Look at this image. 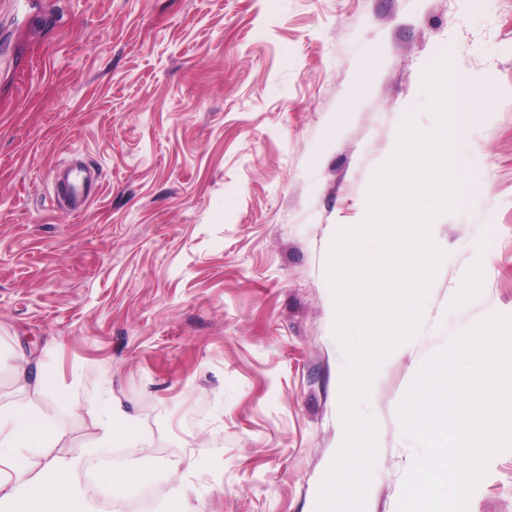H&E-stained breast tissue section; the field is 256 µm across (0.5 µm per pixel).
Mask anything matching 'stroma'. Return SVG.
I'll use <instances>...</instances> for the list:
<instances>
[{
    "instance_id": "obj_1",
    "label": "stroma",
    "mask_w": 512,
    "mask_h": 512,
    "mask_svg": "<svg viewBox=\"0 0 512 512\" xmlns=\"http://www.w3.org/2000/svg\"><path fill=\"white\" fill-rule=\"evenodd\" d=\"M485 190L439 217L421 330L382 364L366 512H397L418 451L397 408L422 364L512 315V0H0V399L15 353L64 393L53 451L132 417L112 512H315L343 439L327 253L358 224L439 48ZM101 168L79 215L52 175ZM470 512H512V451ZM97 426L101 432L93 443L86 449L87 453L97 451L99 448H112V443L128 435L126 421L120 405L112 401V396L100 407L92 410Z\"/></svg>"
}]
</instances>
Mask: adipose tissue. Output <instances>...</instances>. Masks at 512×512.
I'll use <instances>...</instances> for the list:
<instances>
[{"label":"adipose tissue","mask_w":512,"mask_h":512,"mask_svg":"<svg viewBox=\"0 0 512 512\" xmlns=\"http://www.w3.org/2000/svg\"><path fill=\"white\" fill-rule=\"evenodd\" d=\"M17 397L0 403V512H102L76 482L80 456L44 455L57 438L61 396L45 401L43 378L14 371Z\"/></svg>","instance_id":"obj_1"}]
</instances>
